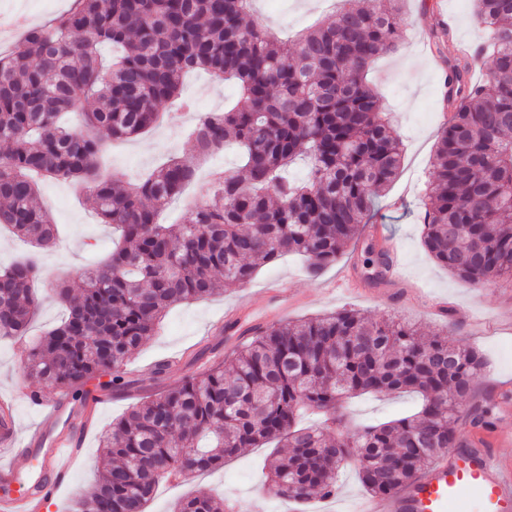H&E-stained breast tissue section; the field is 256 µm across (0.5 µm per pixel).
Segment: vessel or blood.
I'll return each mask as SVG.
<instances>
[{
  "label": "vessel or blood",
  "mask_w": 512,
  "mask_h": 512,
  "mask_svg": "<svg viewBox=\"0 0 512 512\" xmlns=\"http://www.w3.org/2000/svg\"><path fill=\"white\" fill-rule=\"evenodd\" d=\"M102 397V391L91 389L77 403L43 409L33 440L22 449L36 462V470L11 464L0 467V512H42L78 454L72 426L87 424ZM13 421L12 404L1 400V446H17ZM502 441L512 444V431L503 435L474 430L453 455L440 458L389 496L361 499L354 512H457L459 496L466 489L475 494L483 512H512V467L493 454Z\"/></svg>",
  "instance_id": "obj_1"
}]
</instances>
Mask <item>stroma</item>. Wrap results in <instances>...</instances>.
<instances>
[{
  "mask_svg": "<svg viewBox=\"0 0 512 512\" xmlns=\"http://www.w3.org/2000/svg\"><path fill=\"white\" fill-rule=\"evenodd\" d=\"M407 20L403 43L395 53L381 56L368 75L382 106L384 117L403 141L402 165L398 177L376 199L372 225L380 237L367 231L352 239L335 265L319 276H311L303 260L285 256L260 269L246 286L220 283L218 293L208 299L172 307L154 336L145 339L125 367L130 387L108 393L86 431L80 432V456L73 463L68 480L48 501L45 512H71L74 500L89 490L98 477L97 462L102 453L101 434L113 419L132 404L157 391L179 383L191 373L188 361L202 348L217 353L235 345L214 325L227 309L247 299L256 310L267 306L269 284L283 282L294 301L288 320L354 309L374 319L394 317L420 329L423 334L446 331L449 344H466L483 356L486 367L475 382L482 399H503L505 385H512V282L497 280L475 288L438 264L422 243L423 192L432 172L440 131L447 120L442 99L445 92L442 59L452 58L461 42L483 41L487 31L479 24L471 0H401ZM255 18L270 26L283 39L296 37L319 24L329 22L334 13L323 0H253ZM452 20L454 37L444 47L443 58H435L429 48V34L442 20ZM234 94L227 82L203 70L188 73L179 100L147 133L127 141L108 142L101 158L107 172L120 181H132L153 171L168 159L190 156L195 146L189 136L191 123L179 121L183 110L193 116L223 111ZM241 158L234 148L214 153L203 160L196 179L185 187L160 214L164 224L182 217L187 201L206 193L209 169L237 170ZM40 203L59 229L55 248L39 252L42 283L64 281L78 287L82 270L103 257L112 247V228L101 223L93 198L72 182L50 179L40 184ZM396 245L401 256V278L390 283L366 277L368 248ZM364 280L367 294L347 292L339 280L345 273ZM41 307L27 335L0 339V396L18 395L14 423L18 437H26L39 415L28 393L34 383L19 385L33 337L60 324L64 308L48 293H41ZM169 361L164 374H156L161 361ZM418 399L400 396L363 395L349 399L344 411L349 427L375 424L399 418L413 411ZM269 451L250 448L214 472L191 476L178 483L161 484L146 512H171L176 500L189 495H224L241 506L259 502L263 512H319L329 506L333 512H351L354 503L366 495L355 465L341 470L335 497L314 498L295 503L282 498H263V464Z\"/></svg>",
  "mask_w": 512,
  "mask_h": 512,
  "instance_id": "35a3bbf8",
  "label": "stroma"
}]
</instances>
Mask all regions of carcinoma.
<instances>
[{
	"instance_id": "obj_1",
	"label": "carcinoma",
	"mask_w": 512,
	"mask_h": 512,
	"mask_svg": "<svg viewBox=\"0 0 512 512\" xmlns=\"http://www.w3.org/2000/svg\"><path fill=\"white\" fill-rule=\"evenodd\" d=\"M252 0H73L48 27L29 31L0 54V226L36 250L55 243V224L38 202L47 178L91 194L120 244L81 273L79 293L50 285L67 314L33 342L23 378L74 399L84 384L128 386L122 367L174 305L198 301L224 281L247 285L285 254L316 269L332 265L366 223L374 198L397 177L401 141L381 115L364 77L394 52L406 21L397 0H340L332 20L279 40L250 14ZM488 31L478 49L448 62L455 105L440 134L426 190L423 245L474 288L512 279V0H473ZM430 37L442 55L452 37ZM485 79L471 80L475 65ZM201 69L233 82L237 97L201 116L198 154L172 158L129 187L99 165L105 138L148 132L180 94L184 74ZM92 100L87 111L83 103ZM233 145L241 172L211 178L179 224L160 210L196 174L199 159ZM301 158L307 174L288 170ZM365 259L383 275L385 252ZM33 255L0 269V336H24L39 300ZM246 343L112 422L99 483L77 512H145L162 478L224 465L247 448L273 445L266 488L296 501L336 495L353 459L364 487L387 496L461 441V403L476 424L492 408L470 403L484 361L472 348L426 338L393 320L343 309L298 322L253 325ZM417 393L408 415L330 439L297 429L301 411L336 425L341 402L365 393ZM229 500L187 497L173 512H231Z\"/></svg>"
}]
</instances>
